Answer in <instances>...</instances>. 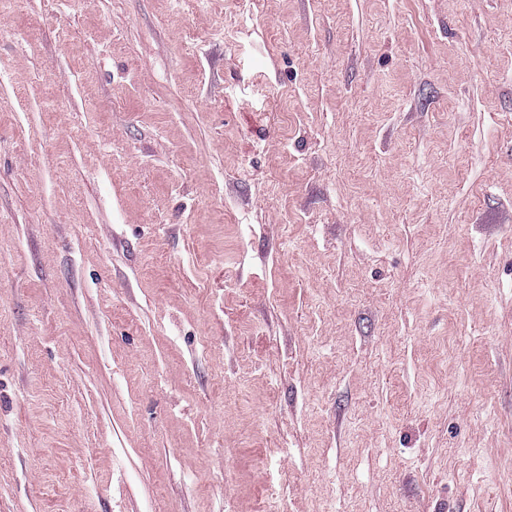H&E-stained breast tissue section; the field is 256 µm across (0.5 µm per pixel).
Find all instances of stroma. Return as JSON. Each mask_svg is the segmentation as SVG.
Segmentation results:
<instances>
[{
	"mask_svg": "<svg viewBox=\"0 0 512 512\" xmlns=\"http://www.w3.org/2000/svg\"><path fill=\"white\" fill-rule=\"evenodd\" d=\"M0 512H512V0H0Z\"/></svg>",
	"mask_w": 512,
	"mask_h": 512,
	"instance_id": "35a3bbf8",
	"label": "stroma"
}]
</instances>
